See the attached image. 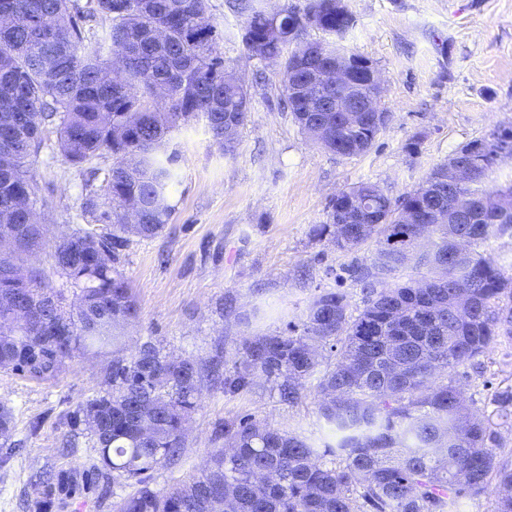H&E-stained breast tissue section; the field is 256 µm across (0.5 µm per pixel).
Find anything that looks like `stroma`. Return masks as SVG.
<instances>
[{"mask_svg": "<svg viewBox=\"0 0 512 512\" xmlns=\"http://www.w3.org/2000/svg\"><path fill=\"white\" fill-rule=\"evenodd\" d=\"M354 25L345 47L371 60L386 79L388 121L365 154L341 157L307 141L283 103L276 70L248 57L241 18L211 0L224 35V59L244 78L252 108L233 152L213 145L203 125L182 127L169 203L172 215L150 239L131 238L119 267L130 282L139 319L119 353L81 354L55 380L34 381L0 369V406L13 417L10 448L0 447V512H35L51 491V512H113L130 486L85 473L97 458L89 435L67 415L105 389L112 359L133 355L150 341L165 354L195 361L202 371L230 369L247 335L285 332L314 295L347 292L361 306L360 286L348 275L369 263L373 246L336 250L313 235L327 220L330 200L362 181L391 197L417 188L431 170L463 145L512 126V0H344ZM415 150H408V143ZM32 171L47 239L81 223L86 194L102 192L46 140ZM48 246L30 257L51 275ZM467 401L498 435V458L512 463V414L495 397L512 389V340L504 338L458 369ZM248 415L317 445L339 437L317 414L314 381L297 404L258 387L236 395L203 381L180 459L150 473L154 488L188 481L223 444L224 420Z\"/></svg>", "mask_w": 512, "mask_h": 512, "instance_id": "35a3bbf8", "label": "stroma"}]
</instances>
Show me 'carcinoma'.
Masks as SVG:
<instances>
[{"instance_id":"cac0c4a2","label":"carcinoma","mask_w":512,"mask_h":512,"mask_svg":"<svg viewBox=\"0 0 512 512\" xmlns=\"http://www.w3.org/2000/svg\"><path fill=\"white\" fill-rule=\"evenodd\" d=\"M264 0H225L242 18L241 43L250 57L277 67L286 103L300 132L321 148L351 157L371 149L386 122L366 113L346 128L334 112H307L288 87L299 66L306 28L284 3L273 14ZM312 27L326 38L314 69L326 68L353 24L336 0H309ZM210 0H0V233L13 247L0 253V368L51 381L79 351L105 353L121 345L138 319L128 279L117 267L130 237L152 238L168 224L173 133L201 122L215 145L234 151L251 110L247 87L224 84V34L210 22ZM99 16L102 34L85 30ZM115 65V74L107 72ZM73 166L95 176L105 155L112 166L104 197L87 195L91 218L56 239L51 258L61 286L39 269H23V256L41 248L45 229L27 222L24 201H42L33 157L47 131ZM486 151L475 177L455 186L435 175L398 198L360 182L329 204L314 236L342 252L372 241L370 264L351 267L363 307L352 310L339 289L314 297L288 333L254 335L237 347L232 370L212 380L224 393L253 388L262 379L295 404L304 381L317 380L320 417L340 435L336 446L249 417L224 421V447L189 481L170 489L150 486L146 474L181 456L184 431L199 401L203 374L190 359H170L151 342L129 359L112 360L108 387L80 403L73 428L94 440L97 472L133 490L116 512H447L461 496L478 497L495 485L493 512H512V467L497 461L495 433L471 411L457 383V368L499 338L512 339V274L475 250L512 230V211L473 207L465 223L435 224L424 249L420 225L404 224L411 211L425 220L454 200L493 193L484 180L512 158L493 132L450 156L464 159L478 144ZM358 193L379 224H359L349 198ZM138 203L135 217L125 209ZM472 245L459 256L455 239ZM425 268L380 288L392 274ZM73 292L76 303L68 302ZM335 363L321 369L324 350ZM332 460L325 461L326 457Z\"/></svg>"}]
</instances>
